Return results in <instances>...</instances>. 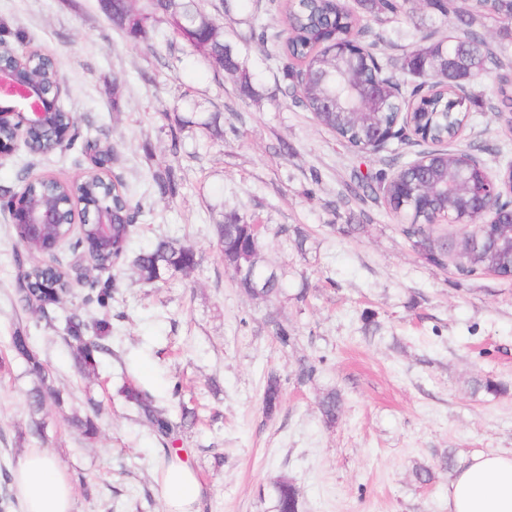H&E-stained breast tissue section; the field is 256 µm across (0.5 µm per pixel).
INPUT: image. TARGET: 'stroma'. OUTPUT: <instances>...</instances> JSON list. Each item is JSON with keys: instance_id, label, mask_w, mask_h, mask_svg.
Segmentation results:
<instances>
[{"instance_id": "obj_1", "label": "stroma", "mask_w": 512, "mask_h": 512, "mask_svg": "<svg viewBox=\"0 0 512 512\" xmlns=\"http://www.w3.org/2000/svg\"><path fill=\"white\" fill-rule=\"evenodd\" d=\"M224 27L255 76L254 97L181 41L159 37L132 46L102 16L98 0H0V23L20 31L28 48L54 57L64 76L62 102L84 135L117 144L115 174L137 187L143 216L134 246L158 238L192 246L200 262L186 275L149 286L131 265L111 271L110 353L98 375L80 377L62 338L67 316H97L75 288L52 310L54 326L31 313L17 291L19 265L8 212L0 210V464L15 469L31 448L44 450L71 483L73 512H164L160 474L172 450L182 451L203 486L199 512H273L272 481L288 478L300 512H448L452 471L422 484L420 466L446 453L457 465L474 455L512 450V279L490 272L458 275L421 257L404 220L382 189L362 176L393 173L428 143L391 142L357 154L285 97L281 64L245 43L243 5L198 0ZM367 41L400 57L414 49L415 28L430 15L379 24L364 17ZM121 78L120 101L112 80ZM495 74L468 83L475 94L470 124L456 143L494 171L512 162V133L492 111ZM224 116V138L209 139L200 121ZM195 120L172 164L177 194L161 198L150 173L171 143L167 119ZM71 151L0 161V191L21 192L20 174L79 177ZM237 211L259 225L265 265L283 273L285 293L266 301L236 287L219 254L214 225ZM304 228V249L288 229ZM306 290V301L295 298ZM275 315L294 338L281 347L267 323ZM34 350L65 398L47 404L44 437L32 433L27 393L33 386L20 357L8 353L14 332ZM313 363V379L298 376ZM282 403L263 409L269 374ZM148 390L172 420L181 402L198 419L174 447L119 395L123 380ZM503 393L474 390L477 380ZM341 393L335 424L318 408L328 390ZM100 406V434L85 439L69 419L87 400Z\"/></svg>"}]
</instances>
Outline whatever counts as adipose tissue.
<instances>
[{"label": "adipose tissue", "mask_w": 512, "mask_h": 512, "mask_svg": "<svg viewBox=\"0 0 512 512\" xmlns=\"http://www.w3.org/2000/svg\"><path fill=\"white\" fill-rule=\"evenodd\" d=\"M13 486L23 512H72V487L38 448L18 461ZM201 484L192 467L173 455L164 469L166 512H197ZM448 512H512V452L473 456L448 486Z\"/></svg>", "instance_id": "ef3b65f1"}]
</instances>
